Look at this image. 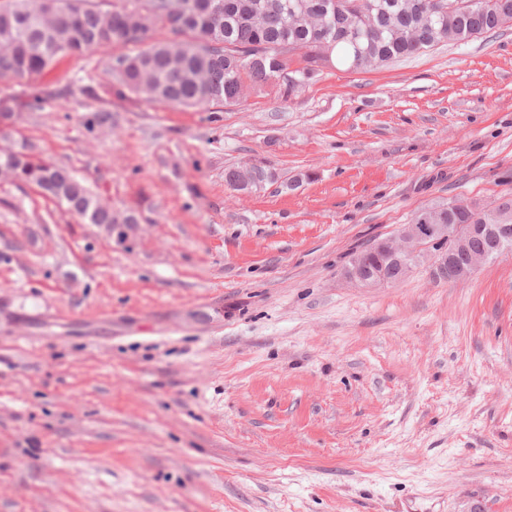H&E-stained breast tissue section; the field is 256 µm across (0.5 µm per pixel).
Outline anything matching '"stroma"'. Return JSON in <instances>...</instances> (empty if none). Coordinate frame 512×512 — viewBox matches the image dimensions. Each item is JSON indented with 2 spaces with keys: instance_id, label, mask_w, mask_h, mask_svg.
I'll return each instance as SVG.
<instances>
[{
  "instance_id": "1",
  "label": "stroma",
  "mask_w": 512,
  "mask_h": 512,
  "mask_svg": "<svg viewBox=\"0 0 512 512\" xmlns=\"http://www.w3.org/2000/svg\"><path fill=\"white\" fill-rule=\"evenodd\" d=\"M34 92L8 142L143 221L119 246L0 176V512H512V253L342 279L419 208L512 199V28L217 122L94 55L0 80ZM249 159L278 179L240 196Z\"/></svg>"
}]
</instances>
